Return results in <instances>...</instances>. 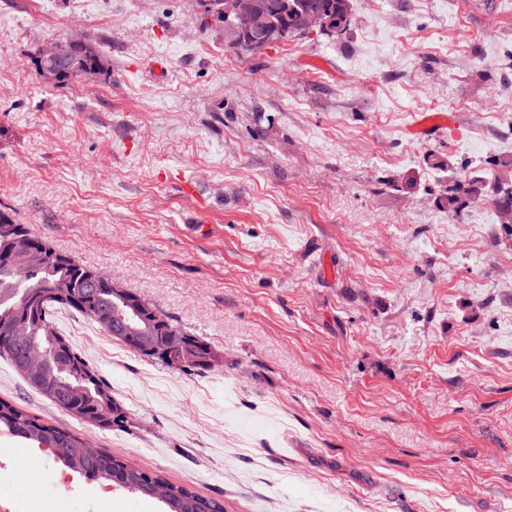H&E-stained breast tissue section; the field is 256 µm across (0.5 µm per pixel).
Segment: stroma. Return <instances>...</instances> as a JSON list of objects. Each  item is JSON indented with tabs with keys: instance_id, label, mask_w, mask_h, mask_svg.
<instances>
[{
	"instance_id": "1",
	"label": "stroma",
	"mask_w": 512,
	"mask_h": 512,
	"mask_svg": "<svg viewBox=\"0 0 512 512\" xmlns=\"http://www.w3.org/2000/svg\"><path fill=\"white\" fill-rule=\"evenodd\" d=\"M240 53L203 0H0V210L203 337L163 365L60 309L100 430L0 359V399L224 512H512V0H352ZM106 70L59 83L74 31ZM454 131L417 138L416 118ZM482 181L459 211L439 197ZM0 435V500L168 512ZM447 127L448 130L453 127L451 115L446 113L425 115L415 121L412 133L425 138Z\"/></svg>"
}]
</instances>
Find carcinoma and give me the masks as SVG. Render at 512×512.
<instances>
[{"label":"carcinoma","mask_w":512,"mask_h":512,"mask_svg":"<svg viewBox=\"0 0 512 512\" xmlns=\"http://www.w3.org/2000/svg\"><path fill=\"white\" fill-rule=\"evenodd\" d=\"M272 3V17L277 24L288 27L290 38L308 34L304 30V18L312 10L322 12L328 28L338 35L348 30L352 20L350 0H272ZM64 47L58 68L47 71L40 65L41 73L61 83L78 74H96L103 70L104 56L91 41L80 46L66 42ZM472 191L474 188L456 183L449 187V193L443 195L442 200L448 208L455 209L460 198ZM494 194L503 223L512 224V186L505 188L497 184ZM9 248L6 235L0 232V335L8 334L16 327L25 329L45 351L47 361L37 373L31 374L21 368L15 350L0 346V358L45 398L48 397L44 390L47 385L83 387L86 395L67 414L82 422L92 419L96 408L112 399V391L74 351L69 341L55 330L53 311L57 308L73 311L103 331L114 313L125 317L133 329L142 328L146 319L135 314L130 305L113 297L109 286H92L86 276L88 267L76 260L72 259L66 265L49 260L38 268H31L21 257L4 259ZM60 283L70 287L76 302L54 304L37 311L25 304V293L46 292ZM161 318V322L152 326L153 334L165 336L171 331H182L173 316L163 313ZM0 430L39 448L52 449L66 466L90 477L118 485L139 496L161 499L166 502L169 512H224L223 502L134 467L110 452L93 451L82 438L45 423L24 407L4 400H0Z\"/></svg>","instance_id":"obj_1"}]
</instances>
